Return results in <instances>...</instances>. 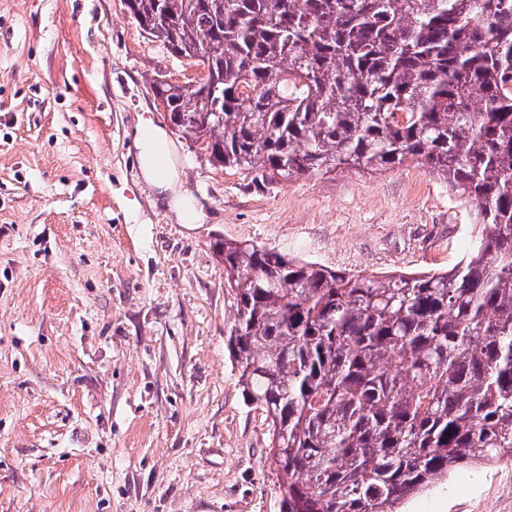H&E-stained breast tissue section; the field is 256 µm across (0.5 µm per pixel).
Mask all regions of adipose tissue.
<instances>
[{"label":"adipose tissue","mask_w":512,"mask_h":512,"mask_svg":"<svg viewBox=\"0 0 512 512\" xmlns=\"http://www.w3.org/2000/svg\"><path fill=\"white\" fill-rule=\"evenodd\" d=\"M132 140L138 152L143 180L156 197L174 212L178 223L202 224L208 214L204 204L184 186L182 171L176 164V147L167 131L152 119H140Z\"/></svg>","instance_id":"1"}]
</instances>
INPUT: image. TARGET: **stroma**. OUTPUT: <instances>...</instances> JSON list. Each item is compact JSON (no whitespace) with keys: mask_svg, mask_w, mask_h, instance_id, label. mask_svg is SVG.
<instances>
[{"mask_svg":"<svg viewBox=\"0 0 512 512\" xmlns=\"http://www.w3.org/2000/svg\"><path fill=\"white\" fill-rule=\"evenodd\" d=\"M200 69L123 0H0V512H280L269 428L224 342L220 240L364 275L457 264L470 202L424 167L260 187L209 162L155 102ZM152 114L206 223H177L130 133ZM401 512H512V463Z\"/></svg>","mask_w":512,"mask_h":512,"instance_id":"1","label":"stroma"}]
</instances>
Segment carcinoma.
Wrapping results in <instances>:
<instances>
[{"label":"carcinoma","instance_id":"obj_1","mask_svg":"<svg viewBox=\"0 0 512 512\" xmlns=\"http://www.w3.org/2000/svg\"><path fill=\"white\" fill-rule=\"evenodd\" d=\"M219 2L125 0L202 68L151 86L212 163L265 186L412 161L476 207L470 250L435 272L216 243L280 512H398L458 468L512 461V0Z\"/></svg>","mask_w":512,"mask_h":512}]
</instances>
